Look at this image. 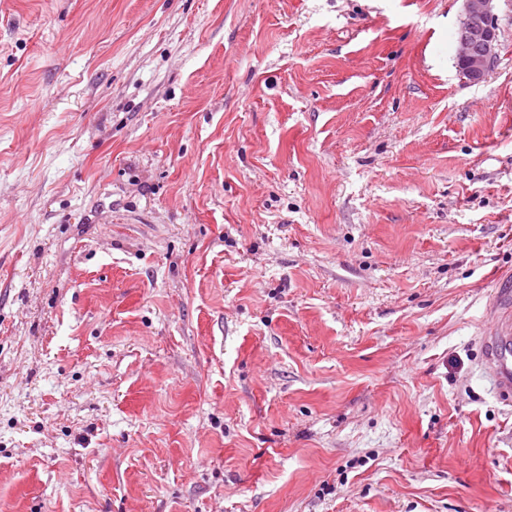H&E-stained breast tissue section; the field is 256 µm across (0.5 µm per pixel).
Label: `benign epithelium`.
Here are the masks:
<instances>
[{"label": "benign epithelium", "mask_w": 512, "mask_h": 512, "mask_svg": "<svg viewBox=\"0 0 512 512\" xmlns=\"http://www.w3.org/2000/svg\"><path fill=\"white\" fill-rule=\"evenodd\" d=\"M464 17L458 30L456 62L469 80L478 83L498 58L499 27L494 0H463Z\"/></svg>", "instance_id": "7a95c632"}]
</instances>
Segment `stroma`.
<instances>
[{
    "mask_svg": "<svg viewBox=\"0 0 512 512\" xmlns=\"http://www.w3.org/2000/svg\"><path fill=\"white\" fill-rule=\"evenodd\" d=\"M0 0V512H512V0ZM495 0H463L464 17L458 30L457 64L469 80L481 82L498 58L499 27ZM497 325L480 338L482 365L491 376L494 389L505 402L512 401V306L510 300L496 303Z\"/></svg>",
    "mask_w": 512,
    "mask_h": 512,
    "instance_id": "stroma-1",
    "label": "stroma"
}]
</instances>
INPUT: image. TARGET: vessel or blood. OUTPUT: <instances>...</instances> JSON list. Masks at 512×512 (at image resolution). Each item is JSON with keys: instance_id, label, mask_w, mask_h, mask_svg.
<instances>
[{"instance_id": "1", "label": "vessel or blood", "mask_w": 512, "mask_h": 512, "mask_svg": "<svg viewBox=\"0 0 512 512\" xmlns=\"http://www.w3.org/2000/svg\"><path fill=\"white\" fill-rule=\"evenodd\" d=\"M499 317L496 326L480 338L483 349L482 365L491 376L499 398L512 401V302L497 303Z\"/></svg>"}]
</instances>
